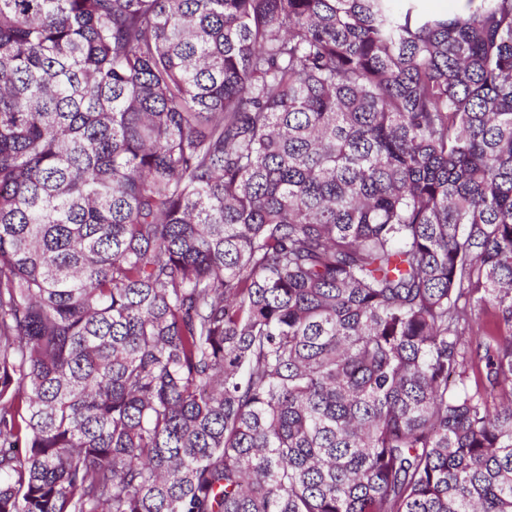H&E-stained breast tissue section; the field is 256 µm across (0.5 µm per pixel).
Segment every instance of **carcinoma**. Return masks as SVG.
I'll return each instance as SVG.
<instances>
[{
  "label": "carcinoma",
  "mask_w": 512,
  "mask_h": 512,
  "mask_svg": "<svg viewBox=\"0 0 512 512\" xmlns=\"http://www.w3.org/2000/svg\"><path fill=\"white\" fill-rule=\"evenodd\" d=\"M0 0V512H512V0Z\"/></svg>",
  "instance_id": "cac0c4a2"
}]
</instances>
